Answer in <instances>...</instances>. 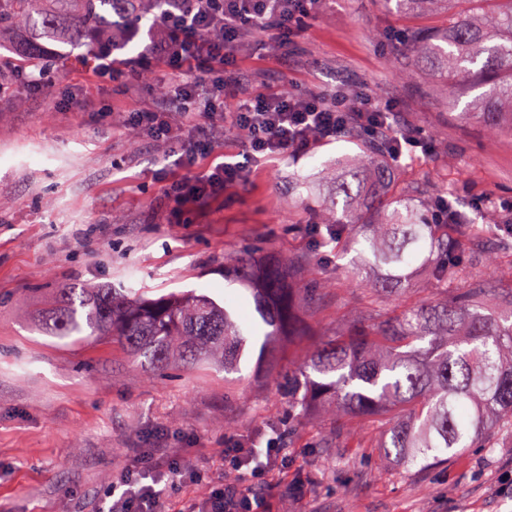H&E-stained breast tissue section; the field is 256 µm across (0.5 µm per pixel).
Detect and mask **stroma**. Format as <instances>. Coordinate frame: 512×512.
<instances>
[{
	"label": "stroma",
	"instance_id": "stroma-1",
	"mask_svg": "<svg viewBox=\"0 0 512 512\" xmlns=\"http://www.w3.org/2000/svg\"><path fill=\"white\" fill-rule=\"evenodd\" d=\"M299 39L278 47L272 33L244 38L240 67L249 91L288 86L332 96L366 90L399 105L398 127L417 129L434 151L394 166L395 180L454 196L470 224L505 234L512 212V137L460 119L473 101L448 99L415 64L411 32L441 28L444 13L398 16L385 0H316ZM44 62L43 95L0 106V512H99L107 488L134 455L169 448L196 480L166 491L169 512L203 499L224 477V441L277 436L288 396L272 370L224 375L209 367L156 376L110 338L53 336L47 314L62 286L131 288L155 297L196 290L240 298L224 263L246 248L318 264L319 276L291 271L305 337H280L282 364L308 354L324 335L386 316L363 284L337 275L329 249L309 232L318 208L336 199L362 137L345 134L299 158H274L247 182L207 202L177 201L182 178L166 165L163 138H133L125 112L151 98L136 80L97 91L93 102L57 104L59 74H88L93 59L55 43ZM109 116H94V108ZM328 406L309 405L295 422L268 484L289 512H512L499 489L512 473L511 448H475L422 470L382 462L371 428L344 447L324 440ZM300 496H292L293 485Z\"/></svg>",
	"mask_w": 512,
	"mask_h": 512
}]
</instances>
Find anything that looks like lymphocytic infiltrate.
<instances>
[{
  "label": "lymphocytic infiltrate",
  "instance_id": "f902f5d3",
  "mask_svg": "<svg viewBox=\"0 0 512 512\" xmlns=\"http://www.w3.org/2000/svg\"><path fill=\"white\" fill-rule=\"evenodd\" d=\"M311 5L312 0H170L148 28H116L96 38L92 86L141 78L160 67L170 73L158 95L128 112L124 124L138 136H159L172 144L173 166L186 171L171 188L176 199L218 196L247 181L252 169L266 160L302 155L350 128L376 133L390 126L396 105L366 91L337 90L330 105L319 96L288 90L236 97L247 30L264 24L278 32L281 44H288L302 30ZM139 36L145 41L143 49L125 55ZM92 86L70 84L71 100L85 101ZM228 97L233 105H225ZM229 132L241 139L242 151L193 172L196 155ZM278 453L274 440L262 448L226 440L222 483L210 490L204 505L190 502L182 512H272L264 475ZM129 472L113 482L100 512H164L165 485L186 474L180 460L161 448L146 458L134 456Z\"/></svg>",
  "mask_w": 512,
  "mask_h": 512
}]
</instances>
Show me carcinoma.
Returning <instances> with one entry per match:
<instances>
[{"mask_svg": "<svg viewBox=\"0 0 512 512\" xmlns=\"http://www.w3.org/2000/svg\"><path fill=\"white\" fill-rule=\"evenodd\" d=\"M448 23L420 28L412 41L422 66L436 73L454 98L481 90L471 117L512 136V0H447ZM113 0H0V32L23 39L12 54H0V73L40 66L43 41L76 45L112 28ZM440 0H396L401 15L438 9ZM388 134L367 140L358 165L374 173L389 202L367 216L350 206L351 183L337 193L347 204L318 212L347 237L335 255L353 252L347 266L358 279L382 271L372 288L395 311L372 325L323 338L304 360L279 374L288 387V423L311 402L336 407L326 440L356 437V425L377 422L383 460L393 457L421 468L435 467L484 441L512 439V282L503 288L507 306L482 304L485 279L479 268L491 228L433 223L432 191L415 183L396 184L390 175ZM430 270V278L417 281ZM224 280L251 296L256 316L243 323L234 306L206 293L180 291L154 298L121 288L88 293L60 289L61 305L45 319L56 336L116 338L134 361L163 373L177 363L190 370L207 365L224 373L241 370L257 354L270 365V342L293 323L295 289L275 259L256 260L248 251L224 263ZM454 289L452 297L437 291Z\"/></svg>", "mask_w": 512, "mask_h": 512, "instance_id": "obj_1", "label": "carcinoma"}]
</instances>
